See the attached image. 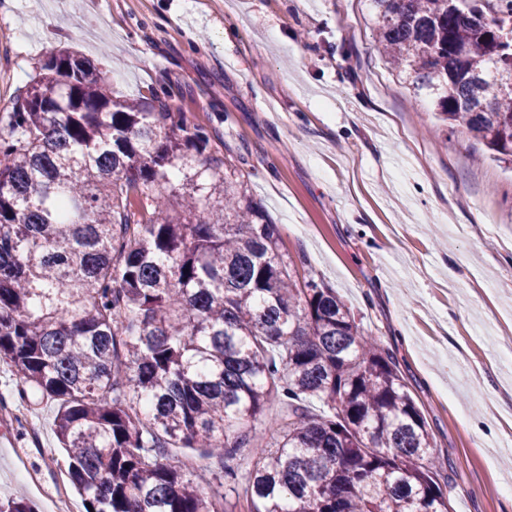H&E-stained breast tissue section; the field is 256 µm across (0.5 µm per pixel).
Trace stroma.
<instances>
[{
    "instance_id": "35a3bbf8",
    "label": "stroma",
    "mask_w": 512,
    "mask_h": 512,
    "mask_svg": "<svg viewBox=\"0 0 512 512\" xmlns=\"http://www.w3.org/2000/svg\"><path fill=\"white\" fill-rule=\"evenodd\" d=\"M368 0H0V110L61 48L121 99L165 89L210 121L299 278L336 289L394 360L452 512H512V162L442 130L392 76ZM0 494L65 476L56 409L0 363ZM29 419L18 439L15 415Z\"/></svg>"
}]
</instances>
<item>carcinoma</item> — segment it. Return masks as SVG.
<instances>
[{
	"label": "carcinoma",
	"mask_w": 512,
	"mask_h": 512,
	"mask_svg": "<svg viewBox=\"0 0 512 512\" xmlns=\"http://www.w3.org/2000/svg\"><path fill=\"white\" fill-rule=\"evenodd\" d=\"M370 5L408 89L512 161V0ZM107 84L60 50L0 113V362L21 400L56 405L84 512H451L392 357L334 289L296 279L212 128ZM271 401L273 434L249 436Z\"/></svg>",
	"instance_id": "obj_1"
}]
</instances>
